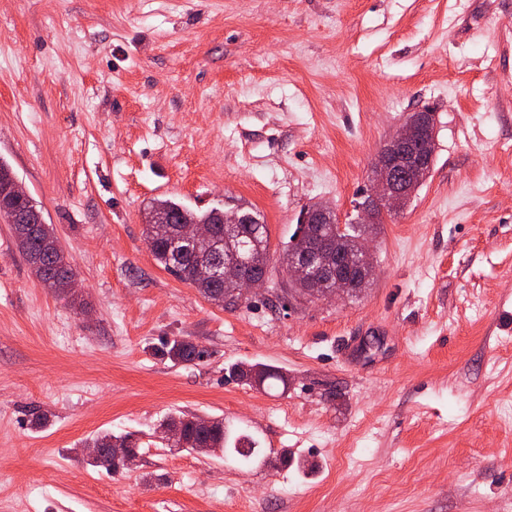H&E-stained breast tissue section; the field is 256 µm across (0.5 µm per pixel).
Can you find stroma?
Here are the masks:
<instances>
[{
    "label": "stroma",
    "instance_id": "obj_1",
    "mask_svg": "<svg viewBox=\"0 0 512 512\" xmlns=\"http://www.w3.org/2000/svg\"><path fill=\"white\" fill-rule=\"evenodd\" d=\"M426 105L433 166L368 288L293 294L299 212L347 222ZM1 160L80 290L0 218V512H512V0H0ZM167 198L257 210L268 288L222 308L159 267ZM176 338L206 357H161ZM257 363L287 392L236 375ZM181 414L269 463L171 447ZM103 432L133 469L88 465ZM12 233L19 253L26 259L36 278L45 288L58 290L57 283L73 271V265L60 247L51 225H15Z\"/></svg>",
    "mask_w": 512,
    "mask_h": 512
}]
</instances>
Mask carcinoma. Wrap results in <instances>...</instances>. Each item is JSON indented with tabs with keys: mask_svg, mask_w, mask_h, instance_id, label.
I'll use <instances>...</instances> for the list:
<instances>
[{
	"mask_svg": "<svg viewBox=\"0 0 512 512\" xmlns=\"http://www.w3.org/2000/svg\"><path fill=\"white\" fill-rule=\"evenodd\" d=\"M249 217V223L241 225L239 232L233 236L224 235V225L217 223L215 210L194 211L173 200H156L151 203L144 214L146 238L153 241L150 248L154 260L165 270L180 280L192 285L205 297L218 306L225 303V298L233 295L237 285L224 278H197L193 274L194 263L211 264L224 268V262H237L240 272L249 277L253 274H265L269 266V233L261 214L251 208H241ZM183 220L192 224H210L217 237L208 250H196L195 245L187 242L175 251L170 244L174 223ZM337 215L327 217V224H314L309 235L294 244V251L303 254L313 248L320 252V259L337 264L347 257L359 255L365 245L367 235L377 230L374 224L346 223V230L336 231ZM14 241L19 253L27 262L35 263L32 271L46 288L56 289L57 283L73 270L70 258L60 247L54 230L49 224H25L14 226ZM164 357L171 362L190 363L200 359L201 350L191 341L174 339L165 344ZM236 373L250 380H260L273 387L284 381L276 371L260 365L236 368ZM168 426L180 428V437L174 441L179 448H188L201 454L214 453L228 447L238 449L242 442L248 443V451L240 456L249 460L258 454L256 441L246 434L232 436L224 420L200 416L179 415L166 421ZM137 458L132 452L116 462L108 455L90 459V464L107 470L131 469Z\"/></svg>",
	"mask_w": 512,
	"mask_h": 512,
	"instance_id": "carcinoma-1",
	"label": "carcinoma"
}]
</instances>
